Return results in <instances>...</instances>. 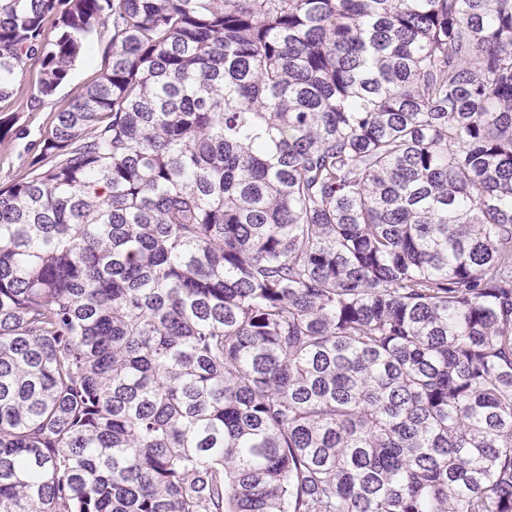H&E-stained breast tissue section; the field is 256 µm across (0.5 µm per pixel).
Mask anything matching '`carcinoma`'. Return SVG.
I'll return each mask as SVG.
<instances>
[{
  "label": "carcinoma",
  "mask_w": 512,
  "mask_h": 512,
  "mask_svg": "<svg viewBox=\"0 0 512 512\" xmlns=\"http://www.w3.org/2000/svg\"><path fill=\"white\" fill-rule=\"evenodd\" d=\"M108 21L0 189V512H512V0H0V103Z\"/></svg>",
  "instance_id": "cac0c4a2"
}]
</instances>
